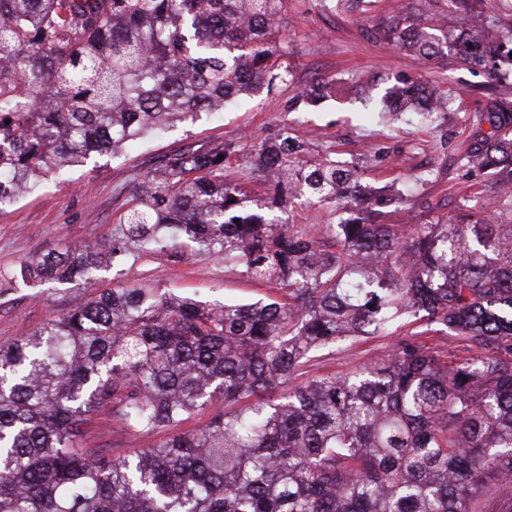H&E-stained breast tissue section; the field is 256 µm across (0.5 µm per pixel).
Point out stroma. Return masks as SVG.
Listing matches in <instances>:
<instances>
[{"label":"stroma","instance_id":"1","mask_svg":"<svg viewBox=\"0 0 512 512\" xmlns=\"http://www.w3.org/2000/svg\"><path fill=\"white\" fill-rule=\"evenodd\" d=\"M407 4L373 0L364 13L323 9L317 0H285L280 36L292 49L285 59L291 70L287 84L221 114L130 142L120 154H94L84 166L51 171L35 190L0 205V273L14 272L22 262L50 251L76 253L111 240L126 209L128 187L143 180L164 155L187 146L205 150L243 135L263 138L283 126L314 150L363 165L366 187L410 184L411 201L391 211L392 224L456 218L464 212L466 199L495 196L491 177L469 172L460 163L475 117L487 104L486 76L459 69L451 57L429 64L418 61L372 36L375 16ZM408 78H424L450 91V110L433 123L412 111L395 118L386 112L372 117L363 113L364 87L382 92ZM314 82L335 86V94L317 106L289 111V99ZM120 283L207 303L251 304L279 294L276 284L247 278L231 259L199 255L176 264L165 254L143 252L118 281L101 272L79 286L52 282L0 288V345L27 336ZM392 349V339L361 337L314 361L310 374H343L357 364L387 359ZM79 445L92 452L108 454L116 448L127 454L141 443L116 433L101 411L82 425Z\"/></svg>","mask_w":512,"mask_h":512}]
</instances>
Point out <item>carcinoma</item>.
<instances>
[{
	"label": "carcinoma",
	"instance_id": "carcinoma-1",
	"mask_svg": "<svg viewBox=\"0 0 512 512\" xmlns=\"http://www.w3.org/2000/svg\"><path fill=\"white\" fill-rule=\"evenodd\" d=\"M283 2L0 0V205L52 169L286 82ZM413 2L373 37L485 71L492 98L461 161L512 187V17L487 0ZM387 95L448 109L417 81ZM308 152L284 126L172 153L133 187L112 241L10 274L77 282L123 275L142 251L205 253L283 292L210 304L111 288L1 345L0 512H488V490L512 512V198L402 229L384 218L408 205L405 184L366 195L356 167ZM242 154L266 196L224 174ZM302 198L336 207L333 249L289 222ZM405 319L445 327L466 355ZM358 336L393 338L390 359L307 377L318 352ZM99 411L152 441L81 452Z\"/></svg>",
	"mask_w": 512,
	"mask_h": 512
}]
</instances>
